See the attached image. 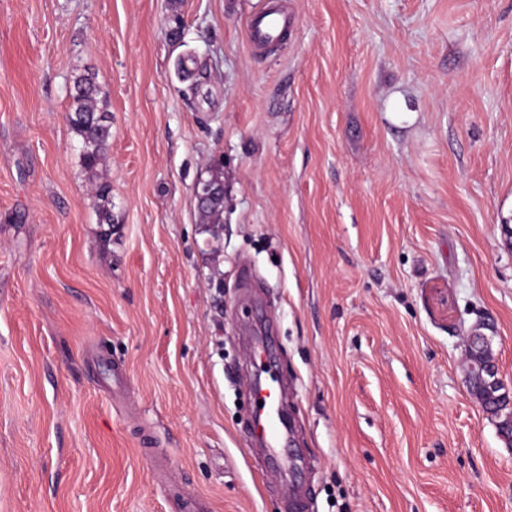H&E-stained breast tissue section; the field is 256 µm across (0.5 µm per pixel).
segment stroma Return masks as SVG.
Returning <instances> with one entry per match:
<instances>
[{
    "label": "stroma",
    "mask_w": 512,
    "mask_h": 512,
    "mask_svg": "<svg viewBox=\"0 0 512 512\" xmlns=\"http://www.w3.org/2000/svg\"><path fill=\"white\" fill-rule=\"evenodd\" d=\"M510 225L512 0H0V512H287L249 444L248 292L310 512H512L467 360L484 325L512 387ZM288 26V14L282 12H264L253 18L247 26L248 40L251 45H261L277 41ZM73 88L68 119L73 131L82 139L84 167L93 170L102 159L104 142L111 133L110 124L105 122L109 118L96 107L99 89L93 75L76 77ZM198 209L201 217L207 224H222L224 212V193L215 198L199 200L196 196Z\"/></svg>",
    "instance_id": "1"
}]
</instances>
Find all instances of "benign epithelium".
I'll return each instance as SVG.
<instances>
[{
	"label": "benign epithelium",
	"instance_id": "1",
	"mask_svg": "<svg viewBox=\"0 0 512 512\" xmlns=\"http://www.w3.org/2000/svg\"><path fill=\"white\" fill-rule=\"evenodd\" d=\"M468 356L471 387L481 408L487 414L498 419L501 437L508 447H512V407L502 406L498 399L509 394L504 381L498 377V370L486 352V336L474 331L469 336Z\"/></svg>",
	"mask_w": 512,
	"mask_h": 512
}]
</instances>
